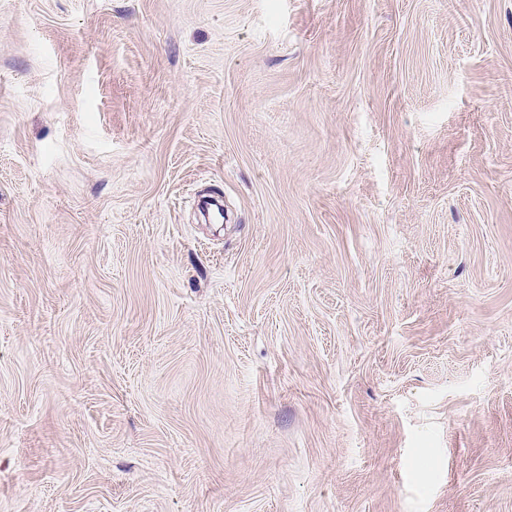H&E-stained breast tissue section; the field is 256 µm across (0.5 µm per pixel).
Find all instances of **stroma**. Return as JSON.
Here are the masks:
<instances>
[{"mask_svg":"<svg viewBox=\"0 0 512 512\" xmlns=\"http://www.w3.org/2000/svg\"><path fill=\"white\" fill-rule=\"evenodd\" d=\"M0 512H512V0H0Z\"/></svg>","mask_w":512,"mask_h":512,"instance_id":"stroma-1","label":"stroma"}]
</instances>
